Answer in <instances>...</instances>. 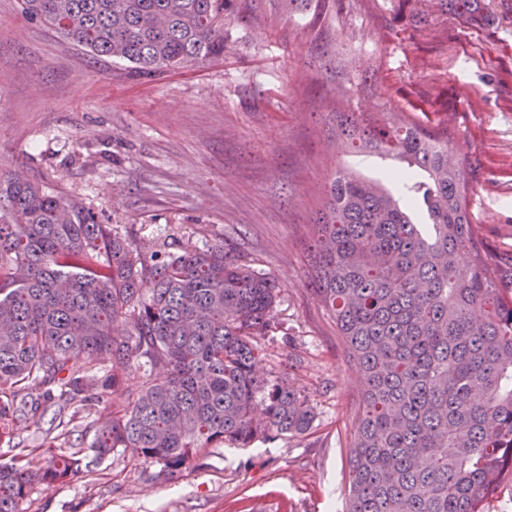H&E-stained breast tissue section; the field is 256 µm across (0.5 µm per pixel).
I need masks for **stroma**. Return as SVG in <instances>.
<instances>
[{"label":"stroma","instance_id":"stroma-1","mask_svg":"<svg viewBox=\"0 0 512 512\" xmlns=\"http://www.w3.org/2000/svg\"><path fill=\"white\" fill-rule=\"evenodd\" d=\"M490 8L479 27L439 10L415 23L413 0H313L271 34L226 27L222 57L139 78L0 0V177L78 199L149 250L221 242L275 279L263 367L294 377L315 412L304 436L212 448L161 480L116 449L36 486L24 512H339L360 374L309 285L306 232L336 169L380 179L392 163L336 145L319 50L350 61L352 111L414 104L449 122L473 221L511 251L512 0Z\"/></svg>","mask_w":512,"mask_h":512}]
</instances>
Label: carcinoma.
Segmentation results:
<instances>
[{
  "label": "carcinoma",
  "instance_id": "obj_1",
  "mask_svg": "<svg viewBox=\"0 0 512 512\" xmlns=\"http://www.w3.org/2000/svg\"><path fill=\"white\" fill-rule=\"evenodd\" d=\"M467 22L485 0H440ZM22 11L138 77L224 55L229 18L266 32L254 0H21ZM336 91L347 65L329 59ZM336 143L399 164L381 181L338 169L308 225L313 291L361 389L342 512H487L512 473V253L474 224L448 127L390 106L336 113ZM277 283L214 243L148 252L80 203L0 182V442L48 407L93 412L94 459L136 448L159 477L210 448L307 433L292 382L262 373ZM149 376L131 391L128 377ZM82 449L0 463V512L89 471Z\"/></svg>",
  "mask_w": 512,
  "mask_h": 512
}]
</instances>
